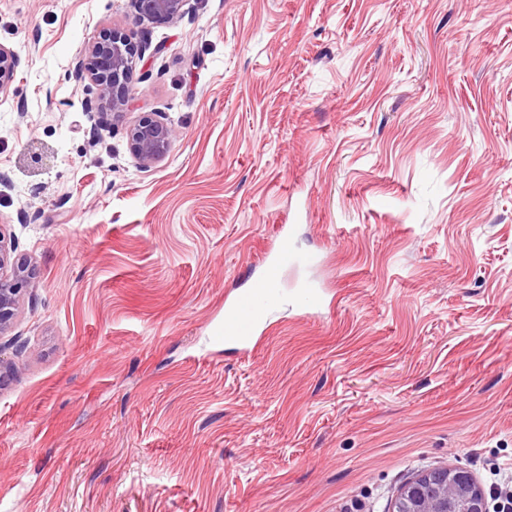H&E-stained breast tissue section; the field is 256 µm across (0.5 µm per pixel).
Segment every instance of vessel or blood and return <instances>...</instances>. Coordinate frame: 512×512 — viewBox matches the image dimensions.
Instances as JSON below:
<instances>
[{
    "mask_svg": "<svg viewBox=\"0 0 512 512\" xmlns=\"http://www.w3.org/2000/svg\"><path fill=\"white\" fill-rule=\"evenodd\" d=\"M314 256L296 253L288 239H281L273 258L266 262L262 273L252 278L249 288L237 293L224 306V325L216 343L231 344L248 349L261 323L280 299V274L284 268L309 266Z\"/></svg>",
    "mask_w": 512,
    "mask_h": 512,
    "instance_id": "1",
    "label": "vessel or blood"
}]
</instances>
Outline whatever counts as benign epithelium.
<instances>
[{"instance_id":"benign-epithelium-1","label":"benign epithelium","mask_w":512,"mask_h":512,"mask_svg":"<svg viewBox=\"0 0 512 512\" xmlns=\"http://www.w3.org/2000/svg\"><path fill=\"white\" fill-rule=\"evenodd\" d=\"M187 0H130L141 23L174 22L182 18ZM143 45L118 29H107L88 46L76 62L96 90L98 109L120 116L132 101L130 78ZM18 58L0 44V93H7L15 79ZM131 153L144 166L163 159L177 131L159 112L140 117L128 129ZM11 238L0 230V338L12 330L25 286L33 271L13 258ZM393 512H487V495L463 467H443L407 482L396 494Z\"/></svg>"}]
</instances>
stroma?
Returning <instances> with one entry per match:
<instances>
[{"instance_id":"35a3bbf8","label":"stroma","mask_w":512,"mask_h":512,"mask_svg":"<svg viewBox=\"0 0 512 512\" xmlns=\"http://www.w3.org/2000/svg\"><path fill=\"white\" fill-rule=\"evenodd\" d=\"M145 42L124 118L76 59ZM0 229L30 264L0 512H392L512 468V0H0ZM178 130L142 166L127 130ZM256 347L224 303L282 233ZM309 279L329 309L297 301ZM140 23L174 22L182 18L187 0H130ZM18 58L15 52L0 44V93H7L15 79ZM407 482L393 512H487V495L463 467H443Z\"/></svg>"}]
</instances>
